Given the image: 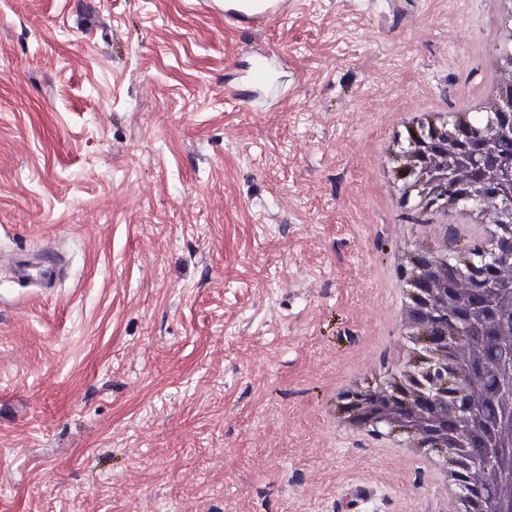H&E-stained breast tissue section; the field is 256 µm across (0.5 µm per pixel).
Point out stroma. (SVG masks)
Returning <instances> with one entry per match:
<instances>
[{
    "label": "stroma",
    "instance_id": "stroma-1",
    "mask_svg": "<svg viewBox=\"0 0 512 512\" xmlns=\"http://www.w3.org/2000/svg\"><path fill=\"white\" fill-rule=\"evenodd\" d=\"M485 0H0V248L64 244L52 294L0 268V512H439L413 440L333 421L414 348L387 257L419 244L379 151L394 94L454 112ZM272 102L232 106L251 48ZM224 7V21L251 30L262 29L271 21L288 18L297 0H217ZM282 55L271 46L261 51H255L250 63L240 73L239 84L245 88L246 93L242 95L239 90H228L225 98L228 102L237 104L244 101H251L259 94L275 96L281 93V87L276 79V62L280 61Z\"/></svg>",
    "mask_w": 512,
    "mask_h": 512
}]
</instances>
